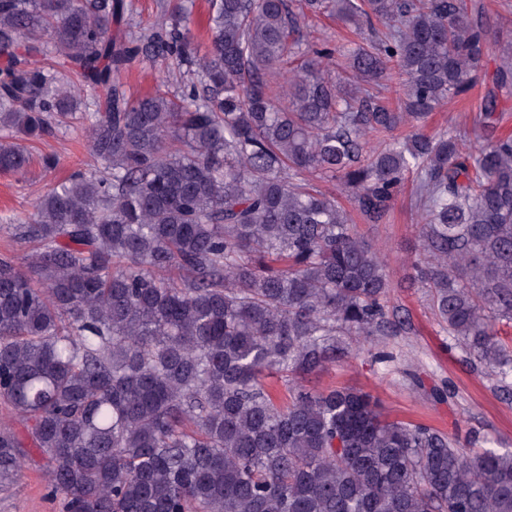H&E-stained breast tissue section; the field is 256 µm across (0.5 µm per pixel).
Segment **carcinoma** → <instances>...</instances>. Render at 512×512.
I'll return each instance as SVG.
<instances>
[{"label":"carcinoma","mask_w":512,"mask_h":512,"mask_svg":"<svg viewBox=\"0 0 512 512\" xmlns=\"http://www.w3.org/2000/svg\"><path fill=\"white\" fill-rule=\"evenodd\" d=\"M200 57L190 13L162 10L132 38L127 0H0V171L27 142L76 127L79 169L0 230L32 244L0 257V486L43 464L63 512H512V450L389 419L352 388L295 379L373 336H395L386 265L349 211L308 182L336 179L364 219L415 176L413 269L429 308L474 365L512 392V136L483 144L429 114L475 86L490 31L466 0H209ZM334 13L364 40L332 53L295 37ZM512 75V37H495ZM302 59L285 83L273 81ZM161 59L180 94L128 93ZM398 80L400 110L365 85ZM412 133L366 152L368 137ZM284 379L276 398L264 378Z\"/></svg>","instance_id":"1"}]
</instances>
